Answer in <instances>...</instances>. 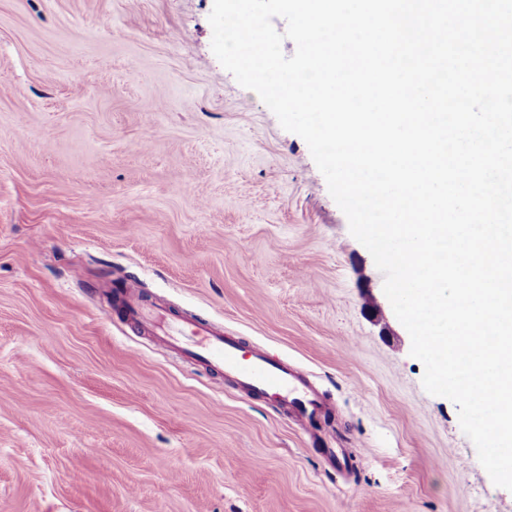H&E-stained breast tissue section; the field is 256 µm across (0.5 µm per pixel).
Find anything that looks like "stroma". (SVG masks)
<instances>
[{
	"instance_id": "obj_1",
	"label": "stroma",
	"mask_w": 512,
	"mask_h": 512,
	"mask_svg": "<svg viewBox=\"0 0 512 512\" xmlns=\"http://www.w3.org/2000/svg\"><path fill=\"white\" fill-rule=\"evenodd\" d=\"M212 6L0 0V512H512ZM133 280L335 412L299 426L133 331Z\"/></svg>"
}]
</instances>
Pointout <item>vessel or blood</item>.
I'll return each mask as SVG.
<instances>
[{"mask_svg": "<svg viewBox=\"0 0 512 512\" xmlns=\"http://www.w3.org/2000/svg\"><path fill=\"white\" fill-rule=\"evenodd\" d=\"M121 308L134 328L181 344L188 355L222 373L246 396L276 400L300 424L334 410L321 401L301 370L269 357L258 345L223 335L210 324L170 317L147 307L137 283H128Z\"/></svg>", "mask_w": 512, "mask_h": 512, "instance_id": "b4317fda", "label": "vessel or blood"}]
</instances>
